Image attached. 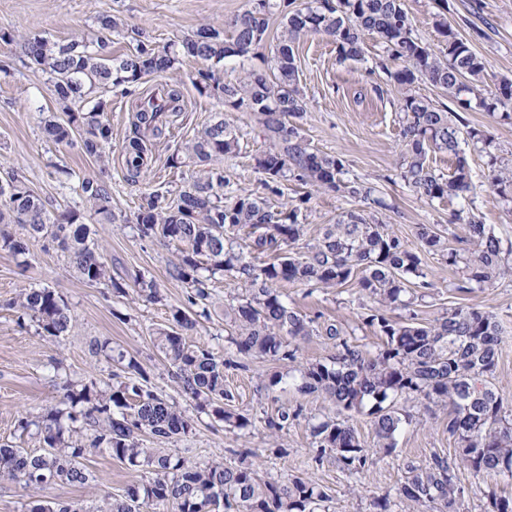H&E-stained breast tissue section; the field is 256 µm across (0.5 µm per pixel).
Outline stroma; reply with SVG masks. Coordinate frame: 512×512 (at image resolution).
Instances as JSON below:
<instances>
[{"mask_svg":"<svg viewBox=\"0 0 512 512\" xmlns=\"http://www.w3.org/2000/svg\"><path fill=\"white\" fill-rule=\"evenodd\" d=\"M404 5L416 34L432 52H440L444 46L436 22L441 17L447 20L484 61L482 84L486 90H496L502 81L512 80V0H404ZM249 6V0H0V179L8 172H18L30 190L48 201L50 210L82 212L86 205L77 189L79 179L101 177L110 187L117 216L115 223L92 225L90 233L111 269L114 285L110 288L84 283L68 258L49 241L36 240L23 257L0 249V443L38 452L37 439L18 430V419L40 416L56 404L64 380L116 383L124 377L126 362L131 359L158 393L196 422L192 438L169 441L173 453L185 454L193 462L234 464L238 452L247 449L249 461L260 475L299 476L323 489L331 512H374L375 499L395 494L408 466H425L436 457L454 459L456 443L446 429V412L413 399L399 404L410 420L396 436L395 452L381 457L369 471L352 474L331 456L314 461L311 431L335 416L336 408L301 393L299 387L308 364L336 352L325 326L336 324L344 338L372 353L381 344L376 329L365 322L375 301L357 285L313 291L301 284H279L289 307L312 319V332L297 340L295 361L251 357L246 369L225 370L224 387L233 396L231 408L250 420L245 429L197 412L194 400L183 391L153 342V329L167 323L172 309L187 307L188 288L167 272L174 245L142 236L134 222L142 188L128 184L123 168L132 107L137 97L159 84L178 86L183 95L182 122L167 143L156 147L149 176L152 182H165L175 194L209 171L222 173L231 191L255 189L261 178L255 160L268 147L256 115L246 110L226 112L213 92L199 91L194 80L204 64L183 56L166 73L145 76L131 85L129 93L97 88L89 94L90 102L106 103L105 118L112 129L104 146L110 158L108 168H100L80 145L55 144L43 130L45 118L59 112L60 106L47 74L26 55L28 35L40 33L57 42L79 36L91 42L98 36L99 16L113 15L122 21L108 47L110 56L117 58L128 51L133 30H143L155 43L165 45L192 36L205 25L226 30L228 21ZM363 51V61L342 62L326 37L311 36L296 43V64L306 102L300 122L304 142L312 150L341 156L348 178L374 186L386 203L385 208L375 209V216L390 224L410 247L418 245L415 230L420 224L434 225L447 239H454L461 229L451 217L459 210L475 213L499 238L502 248L512 247V202L497 196L486 179L490 158L512 167V122L477 105L461 109L446 91L424 82L415 84L416 96L445 103L449 111L463 113L470 126L492 136L489 152L468 145L463 148L470 168L467 191L452 199L424 201L400 177L399 106L403 92L380 71L383 49L375 36L365 35ZM226 114L240 129L236 153L202 166L191 162L178 168L168 166V156L195 130ZM355 206L354 200L333 193L313 195L302 211L306 241H314L326 225ZM422 260L431 286L411 308L416 321H432L460 305L493 311L504 334L492 381L512 402V280L460 293L453 287L462 276L460 269L446 265L436 255H423ZM137 275L158 284L163 302L150 304L120 293V286L131 285ZM29 287L49 288L64 298L73 317L69 335L58 339L38 335L34 324L21 318L12 301L20 289ZM208 288L211 316L200 321L190 339L218 359H238L230 342L234 323L224 311L237 303L241 291L220 273L209 280ZM97 342L110 343L115 359L94 354L91 347ZM273 377L279 380L274 387L268 384ZM284 410L298 411L299 416L289 421L282 435H272L265 421ZM85 465L92 478L84 485L56 481L33 494L19 484L1 482L0 512H29L35 497L89 506L108 496L124 497L128 488L145 481L143 472L106 453L90 456ZM454 474L465 489L459 512H489L495 494L512 498V477L494 472L475 475L463 468L455 469Z\"/></svg>","mask_w":512,"mask_h":512,"instance_id":"stroma-1","label":"stroma"}]
</instances>
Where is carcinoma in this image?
I'll use <instances>...</instances> for the list:
<instances>
[{"mask_svg": "<svg viewBox=\"0 0 512 512\" xmlns=\"http://www.w3.org/2000/svg\"><path fill=\"white\" fill-rule=\"evenodd\" d=\"M288 0H257L228 24L224 33L201 28L180 46L156 45L146 34L136 38L129 53L108 55V34L121 22L110 15L99 18L101 35L88 43L73 38L55 42L42 34L26 39L30 61L49 74L62 115H51L44 130L57 144L71 145L80 138L86 153L102 167L109 165L104 143L112 136L103 120L104 102L85 110L79 107L95 88H118L146 75H160L173 68L185 53L210 64L198 73L197 83L212 89L231 110L245 108L257 115L269 147L256 159L263 175V191H241L224 196V176L211 172L186 186L175 199L165 184L141 193L135 223L141 235L177 245L169 273L190 289L188 303L194 314L176 309L171 323L153 332L154 343L172 368L183 391L196 401V409L233 428L250 425L247 417L224 407V368H240L233 360L217 359L212 352L187 342L201 318L210 316L207 281L221 272L244 291L231 307L235 335L230 342L238 353L273 360H295L291 341L310 335V321L288 307L277 289L281 282L300 283L313 289L338 288L357 281L360 291L377 300L365 321L375 327L382 346L371 355L341 338L331 323L326 335L336 340V354L326 362L310 364L304 372L301 391L316 394L336 407L338 418L313 428L315 460L328 455L349 471L360 474L380 456L395 451L396 434L409 416L399 412L404 399H422L447 411L448 435L457 443L454 464L436 457L425 466L409 467V476L397 490V498L431 512H457L464 489L455 482L454 466L474 474L503 473L512 477V405L505 404L492 383L500 345V325L487 310L458 306L431 322L395 315L416 299L414 289L430 288L419 253L390 227L364 209L342 213L336 223L324 227L320 237L299 251L305 225L301 205L311 194L279 205L269 196L282 195V182L294 180L316 191L333 192L366 205L385 207L375 188L358 179H346L344 160L318 153L303 142L297 120L306 111L304 93L294 52L303 36H326L336 44L340 60L362 59V35L378 37L387 62L380 64L387 77L405 89L399 106L403 143L401 178L422 199L433 202L453 198L468 187L469 168L463 143L483 151L492 144L490 134L468 126L460 115L449 116L445 104L427 102L412 93L427 82L458 97L467 91L488 112L512 105V81L500 83L486 97L477 89L485 65L445 19L436 26L445 41L440 58L415 34L402 0H309L306 7L288 10ZM281 15L282 30L271 50V75L244 72L234 82L222 83L213 67L227 58H256L265 47L269 15ZM397 64L390 69L388 63ZM183 113L180 92L164 87L158 97L135 104L131 128L126 135L124 168L126 180L137 184L151 169L153 149L171 138ZM238 146L233 123L220 119L198 129L181 147V154L168 158L177 168L182 161L205 163L232 154ZM454 159L449 175L430 166V154ZM490 188L512 201V169H488ZM88 213L54 214L17 175L0 184V247L15 256L29 253L30 243L44 239L67 255L79 278L90 285H110L109 267L88 244L89 225L112 220V197L106 184L84 178L78 183ZM464 236L460 248H450L432 226L417 227L422 250L438 255L449 266L464 264L462 277L454 284L468 293L503 277L512 278V261L506 258L500 240L476 214H455ZM17 225L11 232L8 227ZM137 299L157 304L161 289L143 276L133 278ZM41 336L60 338L72 328L67 302L49 288H24L13 301ZM129 376L118 385L106 382L78 385L64 381L61 399L38 419L18 420L22 432L35 428L45 452L31 454L23 448L0 444V481L9 480L39 489L52 481L84 485L90 473L83 463L100 452L149 474L148 480L128 490L124 499L108 498L94 512H156L167 503L177 512H206L216 504L223 512H319L328 501L325 492L299 477H261L253 465L240 461L190 463L167 448H149L145 438L158 443L187 438L195 421L149 385L145 372L128 363ZM365 413L374 425L373 444L362 441L356 429L339 419ZM30 512H86L77 502L37 500Z\"/></svg>", "mask_w": 512, "mask_h": 512, "instance_id": "carcinoma-1", "label": "carcinoma"}]
</instances>
